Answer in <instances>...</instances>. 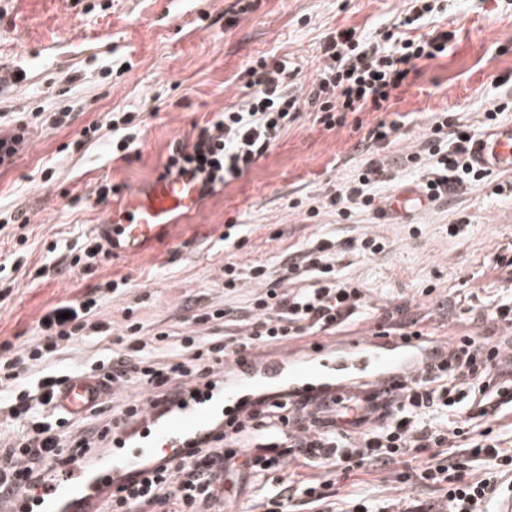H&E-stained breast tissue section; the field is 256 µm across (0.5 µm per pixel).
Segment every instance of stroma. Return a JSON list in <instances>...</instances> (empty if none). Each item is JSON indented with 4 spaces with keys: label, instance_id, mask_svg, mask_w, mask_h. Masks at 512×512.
<instances>
[{
    "label": "stroma",
    "instance_id": "obj_1",
    "mask_svg": "<svg viewBox=\"0 0 512 512\" xmlns=\"http://www.w3.org/2000/svg\"><path fill=\"white\" fill-rule=\"evenodd\" d=\"M0 0V122L26 119L28 132L13 162L0 167V282L14 292L0 305V357L35 336L40 318L63 301L85 297L112 280L124 295L102 301L98 319L110 337L76 340L57 365L77 372L108 356L126 318L144 335L165 329L198 332L203 306L224 305V265H267L279 270L298 249L330 234L364 232L387 240L384 252L346 256L348 277L373 307L393 296L411 313H427L437 339L466 332L458 319L461 288L484 305L506 282L483 261L512 246V198L495 181L421 207L347 223L328 200L366 154L361 126L397 122L385 154L397 180L380 188L379 206L418 187L402 159L418 145L433 113L463 112L478 123L495 96L512 93V0H442L451 34L447 56L418 62L408 87L387 109L331 130L310 109L240 179L201 200L189 215H174L156 244L137 256H98L91 266L69 267L75 244L105 223L109 203L83 206L97 184L125 190L155 181L173 143L195 135L217 112L244 100L247 72L264 56L288 60L297 82L308 85L322 65L321 45L334 30L376 36L406 10L405 0ZM142 118L137 153L112 158L108 138L92 124L110 113ZM28 219L19 226L18 216ZM464 222L458 236L448 227ZM432 295H425L427 286ZM296 475L331 482L340 494L378 501L389 497L381 474L349 477L317 463L292 465Z\"/></svg>",
    "mask_w": 512,
    "mask_h": 512
}]
</instances>
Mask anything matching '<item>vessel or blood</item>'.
<instances>
[{
    "label": "vessel or blood",
    "mask_w": 512,
    "mask_h": 512,
    "mask_svg": "<svg viewBox=\"0 0 512 512\" xmlns=\"http://www.w3.org/2000/svg\"><path fill=\"white\" fill-rule=\"evenodd\" d=\"M473 157L486 169L512 171V122L488 131L475 143ZM199 196L200 187L191 178L155 180L148 189L131 190L114 203L108 223L96 225V236L109 255H137L147 243L154 241L173 213L192 211ZM418 358V342L413 337L386 349L369 341L353 343L341 351L320 342L307 348L304 357L298 360L277 355L258 367L249 358L235 362L240 376L226 385L220 399L238 407L246 392L273 382L287 384L290 393L306 394L333 379L400 376L412 372ZM111 391V382L103 377L73 375L58 386L53 407L58 413L78 420ZM211 421L210 412L188 398L174 402L166 418H158L150 412L141 418L143 425L153 426L156 450L160 453L172 452L178 439L190 440L204 434ZM145 453L142 447L127 455L114 454L108 448L99 449L93 476H86L84 468L79 466L62 474L48 472L45 476L48 491H36L35 497L52 502L55 512H98V492Z\"/></svg>",
    "instance_id": "obj_1"
}]
</instances>
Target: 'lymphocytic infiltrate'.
Returning <instances> with one entry per match:
<instances>
[{"mask_svg":"<svg viewBox=\"0 0 512 512\" xmlns=\"http://www.w3.org/2000/svg\"><path fill=\"white\" fill-rule=\"evenodd\" d=\"M435 0H412L398 31L369 38L353 28L335 30L322 44L325 63L305 93H297L285 60L262 58L248 71V100L225 108L201 127L192 141L174 143L163 176L191 175L210 195L241 178L298 120L301 106L312 108L325 129L345 126L348 116L384 109L394 91L406 86L417 61L445 56L448 34L440 28L418 34L414 28L436 12ZM397 123L378 121L361 138L365 161L331 198L343 220L380 214L378 190L395 180L381 152L398 132ZM478 135L459 112L434 115L415 151L404 163L418 169L419 191L427 205L464 195L489 177L472 149ZM386 240L363 233L344 241L322 238L296 251L278 276L267 266L238 271L224 265V293L254 287L245 306L195 315L199 324L221 321L219 336L171 337L161 330L142 336L139 322L126 324L125 346L109 359L113 390L134 388L135 399L114 406L110 419L83 430L51 410L53 393L67 377L52 366L64 346L80 337L110 335V324L96 320L99 300L66 301L38 322L31 341L0 358V425L11 435L0 439V491L30 494L47 470L64 471L102 447L109 434L125 429L142 413L143 402L166 411L181 384L213 386L224 364L246 352L306 336H332L361 319L370 303L363 288L341 272L345 253L383 252ZM467 321L486 328L451 338L431 363L398 383L378 384L360 393L326 394L291 401L263 395L242 414L216 426L206 440L146 460L113 485L108 512H211L224 500V480L252 474L271 477L274 486L263 512H288L291 494H302L320 512H414L408 488L437 492L440 512H492L512 493V439L495 425L505 410L501 394L512 387V294L486 305H469ZM503 330L495 339V330ZM379 336H430L423 317H412L403 302L388 301L375 325ZM323 462L347 474L363 467L384 472L394 497L376 504L348 495L332 496L326 484L291 480L292 463Z\"/></svg>","mask_w":512,"mask_h":512,"instance_id":"lymphocytic-infiltrate-1","label":"lymphocytic infiltrate"}]
</instances>
